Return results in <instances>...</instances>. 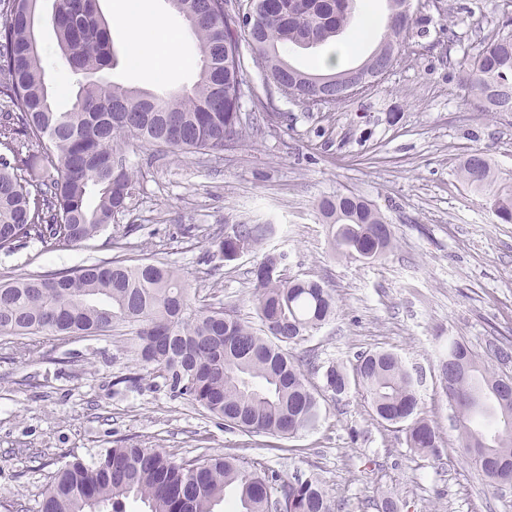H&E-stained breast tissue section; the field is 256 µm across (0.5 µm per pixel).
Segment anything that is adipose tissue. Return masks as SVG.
<instances>
[{
    "label": "adipose tissue",
    "instance_id": "adipose-tissue-1",
    "mask_svg": "<svg viewBox=\"0 0 512 512\" xmlns=\"http://www.w3.org/2000/svg\"><path fill=\"white\" fill-rule=\"evenodd\" d=\"M118 19L129 28L127 49L135 66L150 67L161 58L170 65L177 62V42H168L162 49L148 37L149 32H157L167 26L164 18L150 11L149 0H121Z\"/></svg>",
    "mask_w": 512,
    "mask_h": 512
}]
</instances>
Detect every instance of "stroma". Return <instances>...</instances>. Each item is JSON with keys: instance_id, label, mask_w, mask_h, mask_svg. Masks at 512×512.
Listing matches in <instances>:
<instances>
[{"instance_id": "1", "label": "stroma", "mask_w": 512, "mask_h": 512, "mask_svg": "<svg viewBox=\"0 0 512 512\" xmlns=\"http://www.w3.org/2000/svg\"><path fill=\"white\" fill-rule=\"evenodd\" d=\"M452 28L429 25L416 37L423 55L397 66L366 94L333 110L307 112L280 96L288 115L278 133L245 140L219 154L127 152L140 183L128 210L80 246L46 252L30 245L0 252V278L71 270L115 256L168 263L197 295L217 296L255 320L250 271L262 251L213 270V238L238 224L272 227L267 247L286 255L289 275L330 288L336 314L294 345L296 364L314 383L329 364L387 350L421 379L422 407L439 427L438 455L415 456L396 426L379 423L358 389L326 397L316 429L276 440L226 430L168 382L137 371L124 338L48 342L39 354L10 362L0 348V501L33 512L55 471L72 457L90 460L119 446L159 448L178 459L236 456L284 476L317 473L342 512H374L390 496L401 512H512V489L494 495L460 452L461 437L438 373V349L456 338L475 351L488 339L512 341V224H503L456 173L479 149L512 175V113L493 118L464 86L462 70L435 50L449 32L459 51L476 54L483 40L474 19H494L512 0H447ZM180 37L169 70L118 63L110 75L157 95L191 87L199 56L186 21L169 0H152ZM50 11L39 38L46 79L60 110L70 109L77 78L59 57ZM335 193L369 201L391 224L395 247L375 262L332 251L315 203ZM196 225L184 237L185 225ZM133 226L123 249L112 239ZM140 372L138 381L126 377Z\"/></svg>"}]
</instances>
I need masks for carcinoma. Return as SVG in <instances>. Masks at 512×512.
Here are the masks:
<instances>
[{"instance_id":"carcinoma-1","label":"carcinoma","mask_w":512,"mask_h":512,"mask_svg":"<svg viewBox=\"0 0 512 512\" xmlns=\"http://www.w3.org/2000/svg\"><path fill=\"white\" fill-rule=\"evenodd\" d=\"M43 0H0V252L30 243L44 251L91 240L135 196L137 172L122 148L153 146L175 154L220 153L227 142L263 137L288 121L282 112L244 110L253 98L254 72L265 87L306 111L345 102L331 87L317 88L316 74L285 59L294 48L336 42L351 25L355 0H254V29L247 33L231 0H169L187 22L199 51V78L167 96L142 93L109 80L115 64L110 25L99 0H52L51 21L65 66L79 82L70 110L58 111L46 81L37 23ZM383 31L362 61L364 94L415 53L411 42L420 18L392 20L408 0H387ZM459 67L469 92L493 115L512 113V15ZM460 182L482 194L495 216L512 223V178L502 177L475 150L457 167ZM316 207L329 243L342 256L376 261L393 245L390 225L369 201L344 194L324 196ZM263 224H238L212 241L213 256L238 259L263 245ZM284 253L264 252L251 271L260 328L222 304H196L191 288L160 261L114 258L82 268L0 281V337L11 359L38 352L37 339L66 341L128 331L137 364L160 374L171 388L224 424L257 436L290 439L315 428L319 393L288 353L336 313L331 290L292 278ZM502 369L486 368L483 357ZM512 348L490 340L484 354L452 339L439 358L442 389L462 433V454L495 490L512 486V403L476 404L477 383L500 391L512 383ZM322 390L339 398L350 386L370 399L376 419L405 425L416 454L437 453L440 434L423 411L414 379L388 351L362 353L355 362L333 363L322 372ZM237 512H341L317 474L283 477L260 472L224 455L176 460L159 448H108L88 463L66 462L49 476L37 512H123V501L140 500L146 512H213L226 493Z\"/></svg>"}]
</instances>
